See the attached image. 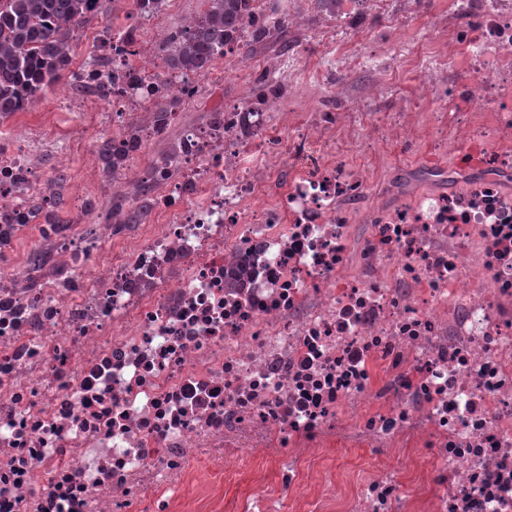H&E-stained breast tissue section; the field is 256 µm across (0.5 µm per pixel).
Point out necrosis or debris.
<instances>
[{"label":"necrosis or debris","instance_id":"obj_1","mask_svg":"<svg viewBox=\"0 0 512 512\" xmlns=\"http://www.w3.org/2000/svg\"><path fill=\"white\" fill-rule=\"evenodd\" d=\"M447 25L474 73L442 130L452 190L354 206L353 127L413 144L416 112L235 106L170 126L153 222L0 224V512H512V190L466 177L475 150L512 168V0H448ZM112 41L104 119L150 140L129 66L200 82ZM54 150L36 125L0 147V210L46 194ZM228 461L229 505L197 473Z\"/></svg>","mask_w":512,"mask_h":512}]
</instances>
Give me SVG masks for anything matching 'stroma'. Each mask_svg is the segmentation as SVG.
Wrapping results in <instances>:
<instances>
[{
	"instance_id": "obj_1",
	"label": "stroma",
	"mask_w": 512,
	"mask_h": 512,
	"mask_svg": "<svg viewBox=\"0 0 512 512\" xmlns=\"http://www.w3.org/2000/svg\"><path fill=\"white\" fill-rule=\"evenodd\" d=\"M132 10V0H108L104 13L81 29L75 64H83L95 41L106 31L121 28ZM289 11L299 18L301 26L289 34L292 49L288 54L295 63L290 72L279 75L285 85V92L278 101L279 109L307 112L316 107L324 112L349 113L353 110L354 99L362 98L372 111L386 115L407 111L415 105L427 112H439L444 108L436 96L437 90L452 93L471 80L468 56L461 53L449 56L448 31L439 23L440 17L448 13V0H428L415 17L407 19L393 14H369L362 27L337 37L332 45L316 36L323 18L311 0H291ZM283 54L276 49L255 54L248 60L247 71L242 75L232 74V62L218 61L211 77L202 79L198 95L184 102L183 111L193 122L200 123L216 105L245 102L260 71ZM340 54L362 56L366 62L349 77L350 95L332 99L325 91L313 87L312 74L323 68L328 58ZM426 62L441 65L438 89L422 86L417 80L419 68ZM70 92L67 82H60L36 100L27 119L44 121L53 113L58 126L79 130L92 127V107L61 109V99ZM468 109V102L461 99L452 110L444 111L449 118L456 119L463 117ZM376 152L377 163L365 170L370 192L359 201L363 208L379 203L391 188L403 185L420 170L443 171L448 167L443 147L431 136L416 149H406L385 139Z\"/></svg>"
}]
</instances>
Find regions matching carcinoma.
<instances>
[{
    "label": "carcinoma",
    "instance_id": "1",
    "mask_svg": "<svg viewBox=\"0 0 512 512\" xmlns=\"http://www.w3.org/2000/svg\"><path fill=\"white\" fill-rule=\"evenodd\" d=\"M208 8L158 46L162 72L205 77L224 47L234 42L245 53L271 43H282L288 24L287 0H207ZM103 0H0V119L24 112L53 89L69 69L75 56V33L90 18L102 12ZM112 49L101 42L92 52L91 65L98 73L109 72ZM283 88L275 75L265 71L256 79L249 112H262ZM183 103L171 94L145 93L146 110L153 114L156 128L169 125ZM139 139L127 135L123 141L105 140L100 157L106 170L116 175L125 161L138 151ZM173 154L166 152L133 183L131 195H112L104 221L114 224H143L150 216V202L157 186V173L178 175L172 167Z\"/></svg>",
    "mask_w": 512,
    "mask_h": 512
}]
</instances>
